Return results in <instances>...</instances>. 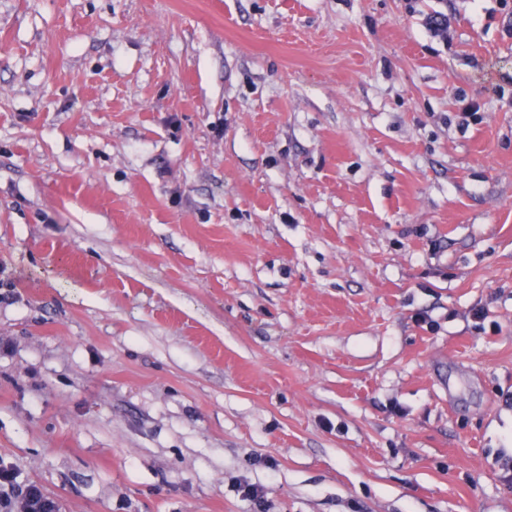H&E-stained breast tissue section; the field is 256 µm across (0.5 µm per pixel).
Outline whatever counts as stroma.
Listing matches in <instances>:
<instances>
[{
  "label": "stroma",
  "mask_w": 512,
  "mask_h": 512,
  "mask_svg": "<svg viewBox=\"0 0 512 512\" xmlns=\"http://www.w3.org/2000/svg\"><path fill=\"white\" fill-rule=\"evenodd\" d=\"M507 459L512 0H0L15 485L512 512Z\"/></svg>",
  "instance_id": "1"
}]
</instances>
